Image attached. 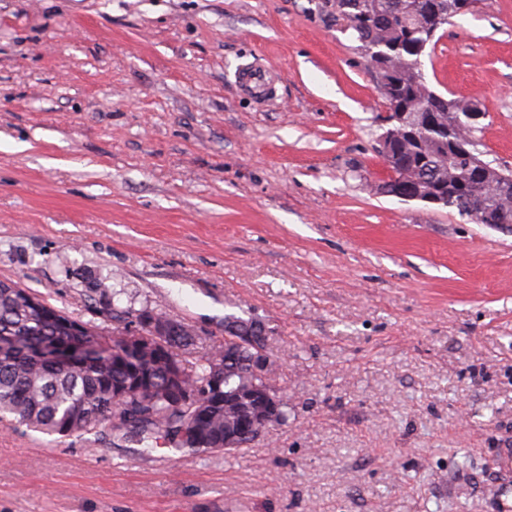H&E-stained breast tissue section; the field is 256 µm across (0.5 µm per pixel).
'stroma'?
Segmentation results:
<instances>
[{
  "instance_id": "35a3bbf8",
  "label": "stroma",
  "mask_w": 512,
  "mask_h": 512,
  "mask_svg": "<svg viewBox=\"0 0 512 512\" xmlns=\"http://www.w3.org/2000/svg\"><path fill=\"white\" fill-rule=\"evenodd\" d=\"M322 2L0 0V280L100 327L105 281L198 356L256 317L288 405L212 458L0 426V512H495L512 234L378 192L388 108ZM423 62L512 169V0ZM238 77L241 91L253 100H266L275 88L273 74L258 65H249Z\"/></svg>"
}]
</instances>
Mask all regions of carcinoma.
<instances>
[{
	"mask_svg": "<svg viewBox=\"0 0 512 512\" xmlns=\"http://www.w3.org/2000/svg\"><path fill=\"white\" fill-rule=\"evenodd\" d=\"M333 5L359 45L382 54L379 87L388 109L419 111L418 101L434 91L425 75L405 60L435 45L438 31L461 15L458 0H438L435 11L424 5L415 9L409 0H334ZM469 109H479L478 102L443 98L442 112L436 114L440 129L432 135L447 141L458 113ZM446 166L448 156L404 141L398 144L393 171L427 170L437 192L454 203L464 200V206H454L462 217L479 224L512 221V195L499 193L494 179L485 182V190L468 195L453 183V177L436 179L438 168ZM121 296L120 291L112 292V301L104 305L111 334L86 323L85 333L76 335L65 326L70 316L64 311L14 283L0 281V336L17 339L16 347L0 355V423L61 437L107 431L143 453L159 447L192 458L224 453V431L234 421L224 405L213 406L210 420L200 426L191 407L175 405L170 399L173 363L149 355L118 360L129 326L137 325L142 336L152 335L146 324L151 312L120 305ZM177 325L171 346L178 357L182 384L196 388L217 383L226 393L236 391L245 379L251 350L229 340L210 354L186 358L184 353L195 344L197 334L184 321ZM43 345L53 346L56 353L77 352L81 363L64 368L51 359L39 358L35 350ZM141 369L150 378L148 393L131 388Z\"/></svg>",
	"mask_w": 512,
	"mask_h": 512,
	"instance_id": "obj_1",
	"label": "carcinoma"
}]
</instances>
